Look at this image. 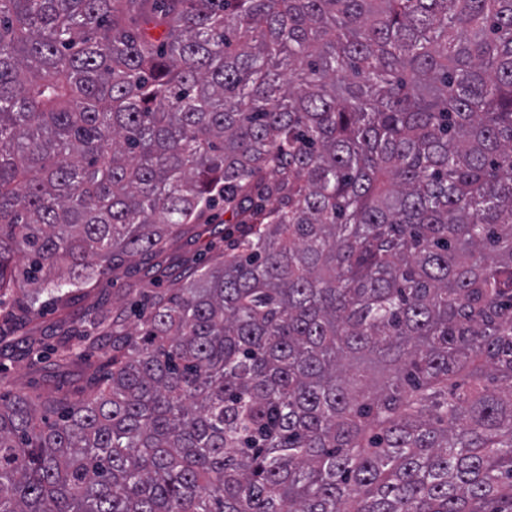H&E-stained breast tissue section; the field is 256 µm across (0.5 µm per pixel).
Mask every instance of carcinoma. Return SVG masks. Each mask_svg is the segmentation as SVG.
Returning <instances> with one entry per match:
<instances>
[{"label": "carcinoma", "instance_id": "cac0c4a2", "mask_svg": "<svg viewBox=\"0 0 512 512\" xmlns=\"http://www.w3.org/2000/svg\"><path fill=\"white\" fill-rule=\"evenodd\" d=\"M219 204L61 331L96 390L0 395V512H512V0H0L17 324Z\"/></svg>", "mask_w": 512, "mask_h": 512}]
</instances>
